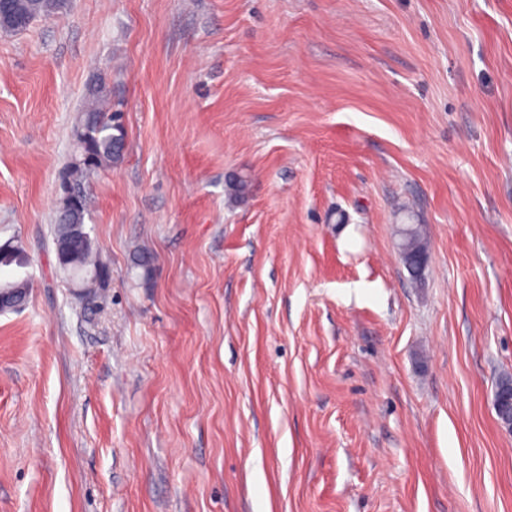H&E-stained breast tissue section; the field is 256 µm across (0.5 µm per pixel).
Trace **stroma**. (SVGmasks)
Wrapping results in <instances>:
<instances>
[{
	"mask_svg": "<svg viewBox=\"0 0 512 512\" xmlns=\"http://www.w3.org/2000/svg\"><path fill=\"white\" fill-rule=\"evenodd\" d=\"M99 74L125 151L85 182L89 294L53 230ZM1 245L0 512H512V0H69L0 32Z\"/></svg>",
	"mask_w": 512,
	"mask_h": 512,
	"instance_id": "1",
	"label": "stroma"
}]
</instances>
